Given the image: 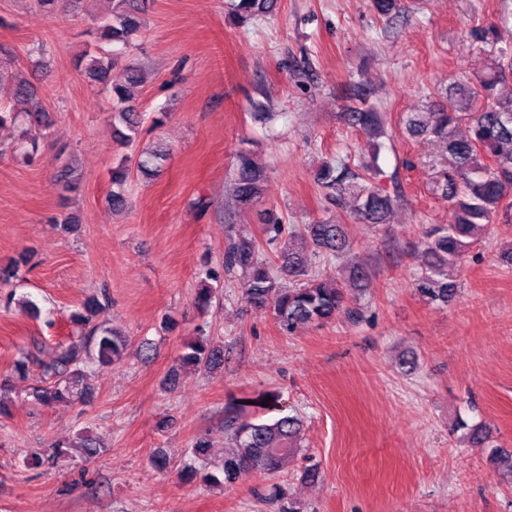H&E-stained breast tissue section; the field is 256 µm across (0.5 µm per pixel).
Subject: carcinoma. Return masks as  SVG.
<instances>
[{
	"instance_id": "carcinoma-1",
	"label": "carcinoma",
	"mask_w": 512,
	"mask_h": 512,
	"mask_svg": "<svg viewBox=\"0 0 512 512\" xmlns=\"http://www.w3.org/2000/svg\"><path fill=\"white\" fill-rule=\"evenodd\" d=\"M110 7L96 21L95 34L100 47L86 52L85 74L103 86L112 97V126L123 141L130 143L142 123L140 113L130 105L129 86L143 81L140 67L130 64L123 76L115 78L114 45L128 49L134 45L144 24L147 0H108ZM274 8V0H234V15L256 18ZM475 41L483 45L487 64L473 87L448 92V105L427 112H410L405 129L413 137H427L442 145L446 165L434 176L436 190L448 199L453 221L430 224L423 234L424 263L415 279V289L428 303L446 306L457 292V270L469 248L487 229L503 200L512 193V97L504 100L498 85L512 78V45L508 35L494 23L471 30ZM349 125L368 139L372 155H377L376 142L381 132V117L376 112H348ZM29 119L30 126L21 132L16 143H1L0 154L21 152L31 157L38 152L41 140L51 126L36 90L28 83L19 85L12 105H0V128ZM466 123V132L458 131ZM368 166L357 171L347 165L324 161L316 172V180L326 193L340 204L350 201L353 214L362 224L374 227L387 223L394 201L376 189L368 180ZM131 174V160L121 159L112 169V186L108 199L114 210L127 207L125 185ZM265 170L254 159L251 150L242 148L236 157L232 191L239 208L249 209L263 195ZM348 241L344 225L328 221L304 224L288 236L277 255L278 269L259 257L258 242L247 235H229L224 254V267L237 268L242 274L243 293L255 308H271L281 329L293 333L304 325L323 326L336 316L351 312L352 294L343 282L329 285L309 274L307 254L325 253L337 256L346 252ZM219 278L205 271L201 288L195 296L199 308L207 307L216 291L212 283ZM290 286H285L284 282ZM101 308L99 301L86 302L71 313V322L85 325ZM125 337L106 328L94 338L93 346L71 343L60 347L56 357L43 365L48 384L36 388L33 396L44 406L69 400L74 396L76 379L83 375L80 354L93 362L116 363L124 357ZM180 365L194 370L207 369L221 362V351L211 347L208 337L199 335L184 343L178 356ZM252 400H242L225 417L224 432L229 448L220 465L223 477L213 473L202 476L211 486L233 484L242 476L278 472L294 456L301 433V420L284 415L271 423H258L248 412Z\"/></svg>"
}]
</instances>
